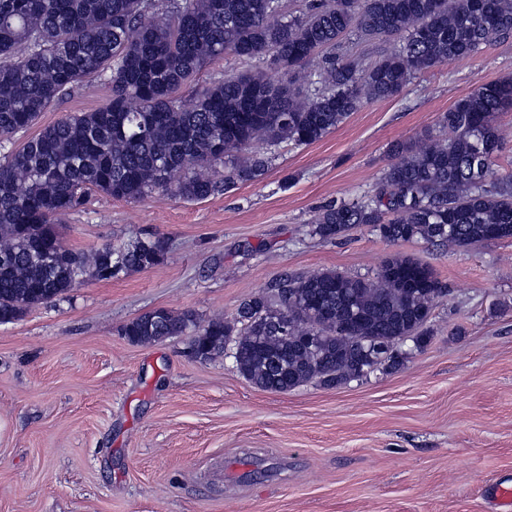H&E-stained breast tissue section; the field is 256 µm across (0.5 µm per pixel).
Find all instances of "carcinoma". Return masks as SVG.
Returning a JSON list of instances; mask_svg holds the SVG:
<instances>
[{"label":"carcinoma","instance_id":"carcinoma-1","mask_svg":"<svg viewBox=\"0 0 512 512\" xmlns=\"http://www.w3.org/2000/svg\"><path fill=\"white\" fill-rule=\"evenodd\" d=\"M352 33L399 45L365 66L336 56ZM511 36L512 0H308L298 14L283 0H0V323L64 298L80 276L110 281L160 262V239L89 254L65 246L57 219L89 193L136 201L229 192L272 165L255 143L310 145L365 103ZM226 56L265 69L217 72L184 101L181 90ZM89 75L110 86L105 106L11 145ZM511 109L512 76L477 88L440 116L439 132L391 143L395 161L374 193L319 211L310 233L332 241L371 224L394 245L450 248L512 239V170L499 165L496 123ZM440 298L435 272L397 253L370 278L285 273L232 321L150 311L123 334L151 344L190 331L191 345L217 357L232 342L245 379L286 393L399 365L398 345L427 342Z\"/></svg>","mask_w":512,"mask_h":512}]
</instances>
